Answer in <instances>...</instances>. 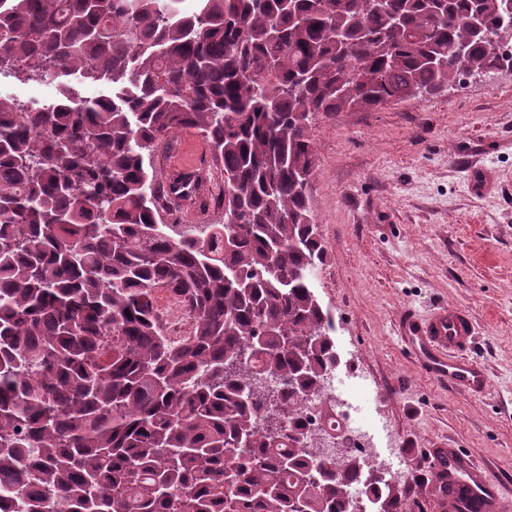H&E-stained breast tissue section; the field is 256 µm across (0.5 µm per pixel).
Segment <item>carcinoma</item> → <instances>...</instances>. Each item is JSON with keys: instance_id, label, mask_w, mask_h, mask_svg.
<instances>
[{"instance_id": "obj_1", "label": "carcinoma", "mask_w": 512, "mask_h": 512, "mask_svg": "<svg viewBox=\"0 0 512 512\" xmlns=\"http://www.w3.org/2000/svg\"><path fill=\"white\" fill-rule=\"evenodd\" d=\"M191 2L0 0V76L59 89L0 97V512H351L362 452L315 455L305 412L341 428L309 121L495 73L512 0ZM184 129L224 169L200 231L161 210L206 175L147 160ZM158 316L163 324L165 331L173 334L175 328L189 321L190 309L179 299L170 302Z\"/></svg>"}]
</instances>
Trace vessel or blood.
<instances>
[{"label":"vessel or blood","mask_w":512,"mask_h":512,"mask_svg":"<svg viewBox=\"0 0 512 512\" xmlns=\"http://www.w3.org/2000/svg\"><path fill=\"white\" fill-rule=\"evenodd\" d=\"M402 333L404 342L438 378L478 394L487 389L486 372L466 355L474 334L467 312L441 305L428 317L405 319ZM429 462L438 479L466 488L481 512H512L488 470L461 449H430Z\"/></svg>","instance_id":"b4317fda"}]
</instances>
